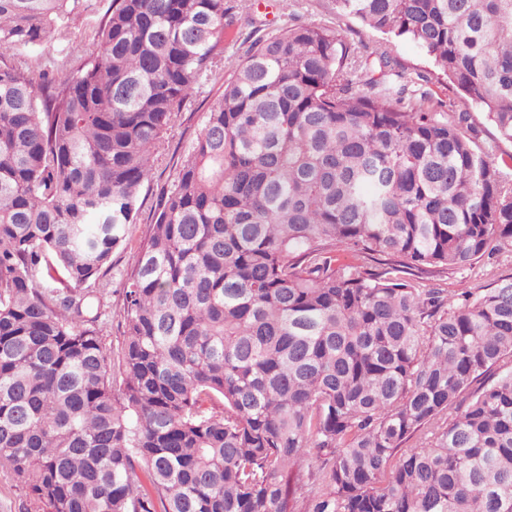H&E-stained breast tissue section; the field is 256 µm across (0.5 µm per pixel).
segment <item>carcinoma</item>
<instances>
[{
    "mask_svg": "<svg viewBox=\"0 0 512 512\" xmlns=\"http://www.w3.org/2000/svg\"><path fill=\"white\" fill-rule=\"evenodd\" d=\"M331 2L512 142V0ZM69 3L0 0V468L30 512H512V277L453 301L405 277L512 251L470 113L293 15L227 58L235 0H113L67 70L44 48ZM224 70L133 256L114 367L94 284ZM340 25L346 30L349 40L358 45H365L370 49L385 46L391 55L395 56L403 65L423 72H432L433 66L430 59L412 42L403 40L394 43H387V40L378 33L362 28L356 23L340 21ZM429 88H431L435 100L451 101L454 103L457 111L473 110L458 89L451 83H446V81L443 80L438 83L433 79L432 83L429 84Z\"/></svg>",
    "mask_w": 512,
    "mask_h": 512,
    "instance_id": "1",
    "label": "carcinoma"
}]
</instances>
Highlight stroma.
Segmentation results:
<instances>
[{
  "mask_svg": "<svg viewBox=\"0 0 512 512\" xmlns=\"http://www.w3.org/2000/svg\"><path fill=\"white\" fill-rule=\"evenodd\" d=\"M238 5L237 21L224 29V43L229 53L236 56L245 54L254 31L268 33L277 27L280 20L292 14L306 22L340 23L348 39L356 44L370 48L387 47L403 65L417 71L433 69L430 59L414 43L403 40L389 44L382 35L356 23L337 21L330 10V0H280V8L271 20L267 19L257 0H238ZM111 10L112 0H76L74 20L70 25L72 40L92 38ZM224 79V73H217L210 82L211 95L198 97L191 107L174 115L169 134L158 150L159 159L152 178L141 190L136 221L129 225L124 242L113 250L110 266L100 281L101 287L107 291L102 336L111 356H118L124 343L126 313L123 288L131 272L133 255L148 234L161 194L174 181L186 150L199 136L203 113L212 103L214 94L220 93ZM511 276L512 252L506 251L494 260L480 262L474 269L427 274L423 280L434 287L447 289L449 298L453 299L463 291L476 292Z\"/></svg>",
  "mask_w": 512,
  "mask_h": 512,
  "instance_id": "1",
  "label": "stroma"
}]
</instances>
